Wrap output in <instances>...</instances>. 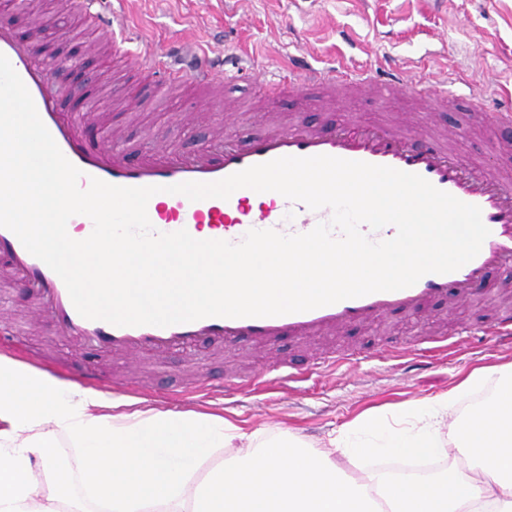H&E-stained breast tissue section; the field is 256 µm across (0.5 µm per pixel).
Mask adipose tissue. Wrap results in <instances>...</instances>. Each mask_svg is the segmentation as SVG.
I'll return each instance as SVG.
<instances>
[{
    "label": "adipose tissue",
    "mask_w": 512,
    "mask_h": 512,
    "mask_svg": "<svg viewBox=\"0 0 512 512\" xmlns=\"http://www.w3.org/2000/svg\"><path fill=\"white\" fill-rule=\"evenodd\" d=\"M491 396L455 410L472 390ZM102 400L0 355V512H512V365L370 409L313 446L219 415L104 412ZM75 448L64 459L60 437ZM449 459L426 477L354 471L367 456Z\"/></svg>",
    "instance_id": "ef3b65f1"
}]
</instances>
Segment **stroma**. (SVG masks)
<instances>
[{"label":"stroma","mask_w":512,"mask_h":512,"mask_svg":"<svg viewBox=\"0 0 512 512\" xmlns=\"http://www.w3.org/2000/svg\"><path fill=\"white\" fill-rule=\"evenodd\" d=\"M46 0H26L16 8L12 0H0V10L23 18L30 25L28 38L35 53L45 61L61 58L73 46L88 41L78 17L66 10L51 14L50 28L33 27L35 14ZM123 8L133 23L156 46L173 37H184L201 47L221 52H248L256 69L271 73L286 70L291 59L306 54L324 60L342 53L348 67L393 64L411 70L415 79L437 80L442 74L467 80L478 95L512 89V0H124ZM97 77L80 95H67L66 110L97 105L99 112L90 133L99 124L112 126L134 149L163 140L183 151L211 145L214 136L228 131L243 139L265 131L271 121L287 122L296 104L281 100L275 117H268L256 98V86L243 77L225 86L226 96L237 100L239 111L229 126H221L213 112L200 111L198 93L169 89L137 111H127L129 98L146 95V71L128 73L119 83L111 77L118 61L103 54L89 55ZM402 101L378 103L359 99L353 112L330 113V121L351 119L365 123L398 120ZM436 120L456 133V145L466 159L495 161L492 143L496 133L480 124L466 105H448ZM512 281V266L489 274L470 300L456 308L434 303L424 315L394 314L368 326H352L326 335L302 349L284 339L274 350L259 349L246 340L216 346L208 342L193 351H172L162 359L146 355L137 364L109 353L94 354L104 378L133 373L146 393L113 402L115 411H194L224 416L246 430L286 428L301 440L319 445L329 433L367 409L418 401L448 392L473 370L512 363V343L490 338L458 343L438 352L429 368L409 374L403 359L380 357L385 347H413L417 338L434 339L450 334L463 323H489L502 284ZM37 301L30 289L13 285L0 306V355L13 346L15 361L28 368L64 374L78 383L83 358L58 336L48 319L34 318ZM353 351L357 364L312 376L297 394L281 393L277 383L248 395L231 394L217 400L170 401L163 394L181 381L202 373L220 381L235 372L260 370L270 355L306 367L311 353Z\"/></svg>","instance_id":"obj_1"}]
</instances>
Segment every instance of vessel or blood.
<instances>
[{"label": "vessel or blood", "instance_id": "obj_1", "mask_svg": "<svg viewBox=\"0 0 512 512\" xmlns=\"http://www.w3.org/2000/svg\"><path fill=\"white\" fill-rule=\"evenodd\" d=\"M103 0H76L77 7L104 34L107 43L122 51L130 67L153 64L161 70L165 82L191 84L203 89L223 84L227 73L215 65L208 50L189 52L180 43L161 50L149 45L121 11L103 12ZM0 54L5 55L28 89L37 112L63 155L82 173L80 188H87L97 178L116 186L158 187L147 204L153 227L162 233L187 230L196 233L200 225L219 229L222 240L240 242L249 229H273L285 235L311 231L318 223L329 221L330 208L311 210L279 193H271L267 203L252 207L250 189L236 190L229 199L208 198L192 201L165 188L184 182H215L251 166L284 157L329 155L352 161L389 166L415 173L437 189L459 200L478 206L490 234L478 255L456 271L429 273L414 285L345 299L310 311L270 317H206L167 327L151 325L115 326L102 320L82 317L75 309L62 279L43 261L30 254L17 236L0 227V266L14 280L31 289L41 300L60 336L79 348L121 354L128 359L172 349L188 350L207 339L224 344L248 339L263 346L275 345L289 337L301 342L336 332L350 324H369L394 313L420 315L424 305L451 300H469L470 288L480 283L498 266L512 263V167L486 166L484 162L462 163L455 151L452 134L437 129L433 118L439 104L467 100L473 111L482 113L485 125L512 126V101L472 97L463 98L453 80L443 79L419 86L411 74L396 68L365 67L347 70L335 63L320 66L289 65L285 76L273 80L272 90L282 96L303 97L307 88L325 89L330 98H386L397 94L414 96L415 110L400 123L375 126L349 124L342 128L331 123L308 125L303 114H296L288 124L276 125L264 133L243 140L225 141L186 154L164 143L134 152L111 130L101 129L96 140L87 139L85 112H68L61 105L62 90L54 83L47 63L38 59L29 44L7 25H0ZM497 341L512 339V308L502 310L493 325L474 330L460 326L458 336L474 333ZM346 353L309 364L306 372L276 359L264 372L239 380L240 388L257 390L263 376L277 373L282 386L307 381L308 377L352 364ZM82 381L91 387H106L120 396L135 395L136 390L123 382L103 383L97 368L86 367ZM224 388L207 378L197 384L170 392L173 400L190 396L224 395Z\"/></svg>", "mask_w": 512, "mask_h": 512}]
</instances>
